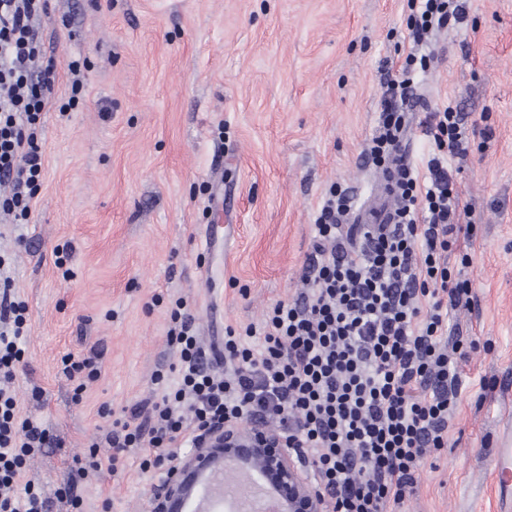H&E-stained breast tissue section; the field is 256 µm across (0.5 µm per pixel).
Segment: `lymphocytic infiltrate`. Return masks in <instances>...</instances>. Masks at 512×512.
Returning a JSON list of instances; mask_svg holds the SVG:
<instances>
[{"mask_svg":"<svg viewBox=\"0 0 512 512\" xmlns=\"http://www.w3.org/2000/svg\"><path fill=\"white\" fill-rule=\"evenodd\" d=\"M414 50L379 101L378 129L366 155L380 167L397 204L384 224L344 227L354 200L336 186L315 219L305 274L309 289L277 303L260 326L226 328L231 371L210 366L195 317L174 313L169 332L180 360L173 383L156 375L160 398L135 403L113 419L111 455L90 448L80 475L117 474L120 453L145 447L142 470L163 469L170 451L195 444L208 427L244 417L275 421L307 466L330 512H387L403 502L429 449L448 444V422L462 395L459 364L477 342L446 346L448 312L470 294L445 260L461 231V198L449 160L466 154L467 129L451 106L426 113L430 150L422 169L398 151L414 105L415 49L432 29L462 22V0H408ZM48 0H0V182L11 186L0 209L30 219L43 173L38 142L55 81L53 60L35 21ZM0 259V512H49L26 459L49 444L46 428L20 416L11 389L28 329L23 301ZM23 492H16V485Z\"/></svg>","mask_w":512,"mask_h":512,"instance_id":"1","label":"lymphocytic infiltrate"}]
</instances>
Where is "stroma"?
<instances>
[{"label":"stroma","instance_id":"35a3bbf8","mask_svg":"<svg viewBox=\"0 0 512 512\" xmlns=\"http://www.w3.org/2000/svg\"><path fill=\"white\" fill-rule=\"evenodd\" d=\"M465 6L422 46L415 92L471 131L449 170L475 231L448 254L452 267L470 255L471 298L450 312L448 338L485 346L460 366L447 448L424 456L397 512H501L489 460L512 430V0ZM409 13L407 0H49L36 22L56 75L43 177L29 223L0 216V258L27 305L12 389L53 439L27 462L51 512H72L56 492L91 444L110 454L112 414L157 396L155 375L178 362L176 305L212 351L213 329L259 324L303 291L332 185L354 196L347 223L395 207L364 150L387 69L411 50ZM225 222L234 242L207 249V226ZM93 349L101 374L75 395L61 360ZM142 454L80 482L81 512H151L157 477Z\"/></svg>","mask_w":512,"mask_h":512}]
</instances>
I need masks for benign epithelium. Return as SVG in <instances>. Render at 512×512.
Returning a JSON list of instances; mask_svg holds the SVG:
<instances>
[{
    "mask_svg": "<svg viewBox=\"0 0 512 512\" xmlns=\"http://www.w3.org/2000/svg\"><path fill=\"white\" fill-rule=\"evenodd\" d=\"M229 469L257 487L250 496L237 498L246 512H259L260 490L277 498L280 512H326L324 498L296 465L287 439L254 421L217 424L189 451L176 450L153 486L152 512H193L190 505Z\"/></svg>",
    "mask_w": 512,
    "mask_h": 512,
    "instance_id": "1",
    "label": "benign epithelium"
}]
</instances>
